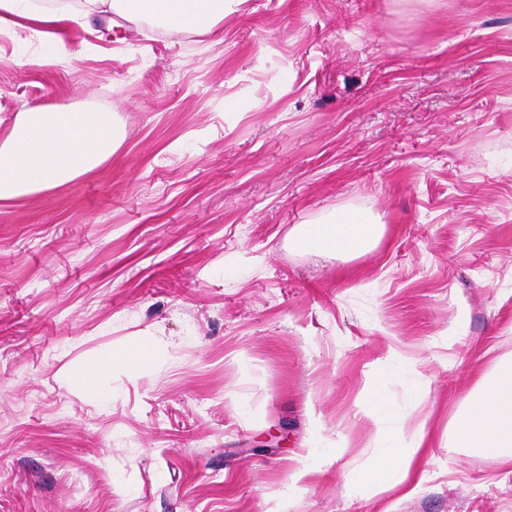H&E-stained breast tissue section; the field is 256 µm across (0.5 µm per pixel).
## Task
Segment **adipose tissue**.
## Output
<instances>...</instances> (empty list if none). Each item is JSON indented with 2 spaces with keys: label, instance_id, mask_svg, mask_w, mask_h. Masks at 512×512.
Returning <instances> with one entry per match:
<instances>
[{
  "label": "adipose tissue",
  "instance_id": "obj_1",
  "mask_svg": "<svg viewBox=\"0 0 512 512\" xmlns=\"http://www.w3.org/2000/svg\"><path fill=\"white\" fill-rule=\"evenodd\" d=\"M230 0H70L59 7L37 0H0V30L28 29L45 38L81 23L95 12L110 9L126 22H158L174 32L205 33L223 20ZM125 132L111 113L72 110L53 104H35L13 118L0 117V203H12L91 174L111 160L122 145ZM374 236L373 225L349 216L339 224L310 226L309 252L328 258L358 254ZM157 350L130 348L121 359L101 358L87 374L69 376V383L100 392L99 377L114 363L126 368L155 361ZM473 396L467 397L453 427L460 448H494L512 458V361L480 374ZM380 470L389 486L405 484L416 475L426 453L424 436L379 441Z\"/></svg>",
  "mask_w": 512,
  "mask_h": 512
}]
</instances>
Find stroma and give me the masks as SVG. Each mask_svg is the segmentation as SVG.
I'll list each match as a JSON object with an SVG mask.
<instances>
[{
    "instance_id": "stroma-1",
    "label": "stroma",
    "mask_w": 512,
    "mask_h": 512,
    "mask_svg": "<svg viewBox=\"0 0 512 512\" xmlns=\"http://www.w3.org/2000/svg\"><path fill=\"white\" fill-rule=\"evenodd\" d=\"M117 20L0 41V116L126 130L98 173L0 204V512H512V460L451 435L512 359V0ZM348 213L382 224L371 251L296 246ZM133 345L160 356L106 398L69 384ZM378 398L430 442L407 494Z\"/></svg>"
}]
</instances>
